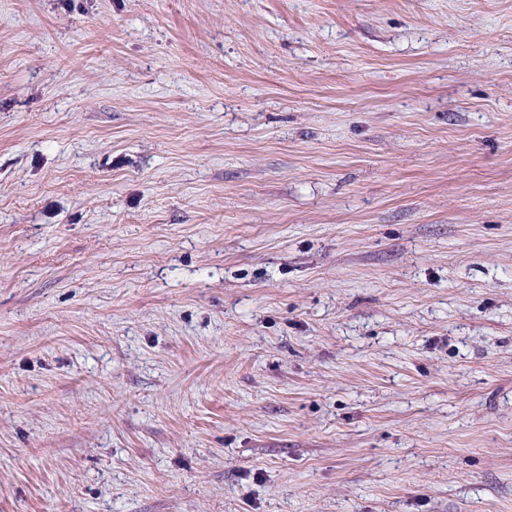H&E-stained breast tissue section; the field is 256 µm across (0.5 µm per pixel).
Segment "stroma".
<instances>
[{"instance_id":"35a3bbf8","label":"stroma","mask_w":512,"mask_h":512,"mask_svg":"<svg viewBox=\"0 0 512 512\" xmlns=\"http://www.w3.org/2000/svg\"><path fill=\"white\" fill-rule=\"evenodd\" d=\"M0 512H512V0H0Z\"/></svg>"}]
</instances>
